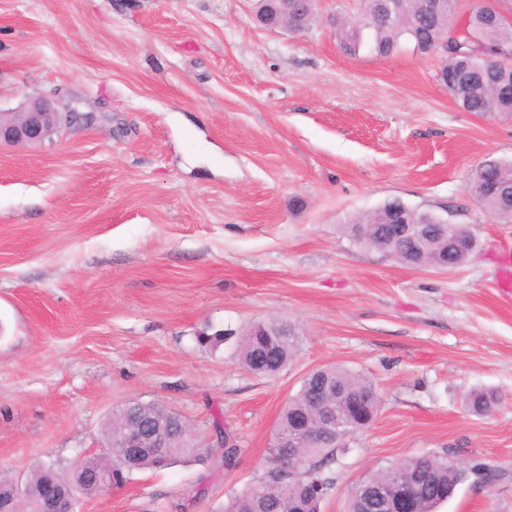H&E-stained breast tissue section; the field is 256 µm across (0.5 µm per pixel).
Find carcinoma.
Returning <instances> with one entry per match:
<instances>
[{
    "label": "carcinoma",
    "mask_w": 512,
    "mask_h": 512,
    "mask_svg": "<svg viewBox=\"0 0 512 512\" xmlns=\"http://www.w3.org/2000/svg\"><path fill=\"white\" fill-rule=\"evenodd\" d=\"M313 0L288 2V26L299 31L315 22ZM457 0H361V16L356 22L341 24L337 29L341 48L351 54L359 50L365 37H370L372 50L379 56H389L403 39L414 44V50L425 55L448 43L455 46L441 69L439 80L455 102L468 112L512 113V64L504 59L512 56V23L504 21L505 13L499 0H489L486 8L471 10L465 26L456 21ZM476 199L493 215H500L499 191L512 187V162L486 161L476 168L471 180ZM379 209L364 219L346 225L348 233L362 246L381 249L382 225ZM386 248V247H384ZM400 261L409 265L431 266L438 269L448 262L445 249L434 243L420 252L411 246L396 243L386 248ZM275 322H261L246 329L238 338L236 353L239 363L250 373L266 378L277 376L293 359L297 336L287 327L285 336L265 333ZM319 387L329 392L332 402H344L338 417L339 433L333 434L323 427L322 415L311 401L310 393ZM380 396L372 380L346 367L325 365L308 372L298 392L288 399L279 415L277 428L271 441V455L275 465L266 471L256 484L242 490L231 491L224 512H321V503L334 485L325 468L345 453L342 435L370 427L368 414ZM468 404L476 413H488L495 404L492 395L477 391L470 395ZM139 422L153 428L155 434L166 437L180 434L183 447L167 448L159 453L153 448H117L115 438L129 424V413L122 409L112 414L105 430L107 457L93 456L75 467L69 483L86 496L99 495L105 488L93 482L89 471L104 467L110 461L126 459L125 466L112 474V485L119 486L135 471L167 468L184 460L200 464L218 462L228 469L235 465L240 452L234 443V433L215 422L224 448L203 450L190 426L176 413L153 403H136ZM299 417L307 419L310 432L317 442L308 448L301 444L289 446V438ZM294 459L303 470L292 475L281 462ZM50 465L33 469L23 480L16 512H35L51 477ZM483 479L488 468L475 464L470 467L446 457L421 455L376 470L371 474V486L406 489L405 479L416 477L420 484L412 489L415 512H437L448 501L444 492L470 476ZM369 486V487H371ZM369 487L360 485L353 490L349 512H361Z\"/></svg>",
    "instance_id": "carcinoma-1"
}]
</instances>
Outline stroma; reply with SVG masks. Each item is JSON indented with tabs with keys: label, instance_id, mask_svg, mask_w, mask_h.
Wrapping results in <instances>:
<instances>
[{
	"label": "stroma",
	"instance_id": "obj_1",
	"mask_svg": "<svg viewBox=\"0 0 512 512\" xmlns=\"http://www.w3.org/2000/svg\"><path fill=\"white\" fill-rule=\"evenodd\" d=\"M359 7L315 0L294 32L257 23L253 0H0V112L77 111L0 147V473L71 475L114 411L157 403L201 439L232 427L235 468L140 471L81 512H221L271 467L303 377L337 363L381 402L328 467L322 512L445 451L491 474L439 512H512V222L468 190L512 160V116L459 107L445 52H343L336 22ZM392 198L465 225L474 256L445 272L356 244L349 220ZM262 319L300 337L276 378L198 341ZM477 390L490 414L469 410Z\"/></svg>",
	"mask_w": 512,
	"mask_h": 512
}]
</instances>
